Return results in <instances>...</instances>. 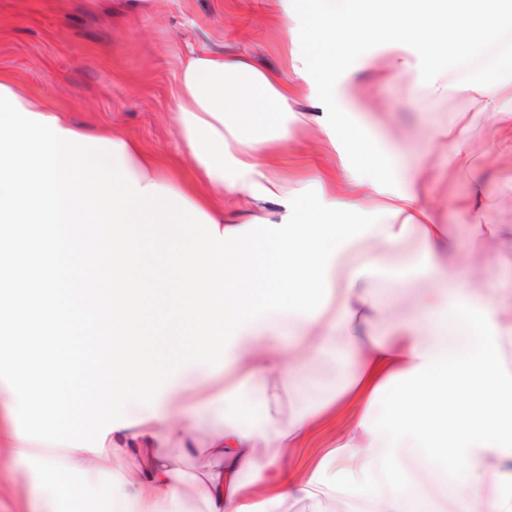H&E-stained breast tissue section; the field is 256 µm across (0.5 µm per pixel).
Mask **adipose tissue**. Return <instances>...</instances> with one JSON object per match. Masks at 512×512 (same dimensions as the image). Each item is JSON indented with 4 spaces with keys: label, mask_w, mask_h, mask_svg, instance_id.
Wrapping results in <instances>:
<instances>
[{
    "label": "adipose tissue",
    "mask_w": 512,
    "mask_h": 512,
    "mask_svg": "<svg viewBox=\"0 0 512 512\" xmlns=\"http://www.w3.org/2000/svg\"><path fill=\"white\" fill-rule=\"evenodd\" d=\"M291 42L303 30L325 47L316 61L295 53L290 68L256 67L246 56L209 53L190 57L176 76V122L192 159L183 170L137 141L113 134L126 172L139 187L156 184L185 198L216 223L230 227L225 200L253 202L257 216L281 223L284 206L254 199L252 184L280 197L307 185L286 170L292 135L286 119L307 88L312 120L337 140L354 137L363 156L389 158L390 147L371 130L354 102L346 62L360 41L377 42L387 74H416L435 99L448 92L480 103L488 117L512 127V76L482 80L471 63L489 45L499 54L493 68L512 69V0H315L305 15L299 0H274ZM325 202L387 208L365 236L346 244L330 263L327 305L315 317L270 313L239 332L222 373L193 365L162 391L155 409L125 405L129 425L108 434L99 452L73 447L40 448L20 439L11 415L15 396L0 381V435L9 454L35 470L39 512H57L60 472L93 483L109 477L108 491L94 512H186L178 491L180 472L165 452L168 443L187 440L202 418L216 423L191 491L201 512H286L294 499L314 506L346 493L358 495L363 512H435L426 494L404 491L405 458H415L453 505L452 512H512V367L503 343L512 337L504 311L512 292L497 271L473 292L440 261L446 225L421 202L424 183L397 175L383 177L374 167L344 165L338 176L317 175ZM415 269L428 287L415 314L397 328L395 341L349 338L356 366L345 383L332 388L326 409L348 403L353 418L345 435L299 480L277 483L256 500L244 483L247 474L280 468L289 449L315 430L319 413L290 417L265 413L244 424L241 413L270 403L278 387L300 388L311 380L310 364L335 353L336 336L360 311L379 314L374 275ZM272 448L260 458L261 447ZM132 456L129 469L111 462ZM388 469H381L382 461Z\"/></svg>",
    "instance_id": "1"
}]
</instances>
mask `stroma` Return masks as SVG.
I'll list each match as a JSON object with an SVG mask.
<instances>
[{
    "mask_svg": "<svg viewBox=\"0 0 512 512\" xmlns=\"http://www.w3.org/2000/svg\"><path fill=\"white\" fill-rule=\"evenodd\" d=\"M209 52L246 54L259 68L273 71L290 64L288 35L271 0H0V71L69 121L91 125L103 136L119 131L186 165L191 159L175 124V75L188 58ZM379 52L374 43L358 46L346 68L371 127L398 146L401 164L426 183V204L450 225L452 246L444 262L476 291L486 284V269L511 278L512 154L494 149L502 127L472 100L454 93L431 100L414 75L390 78L379 58L364 66L365 56ZM462 114L474 127L465 158L453 159L449 146L424 144L427 127L453 124ZM290 127L297 144L288 156L289 177L314 162L327 172L341 170L346 162L365 163L355 153H335L315 125L294 121ZM480 192L496 201L489 219L498 234L476 236L455 221L454 206L475 204ZM409 281L404 288L393 274L377 275L376 291L386 301L370 324L377 334L413 315L426 283L415 275ZM343 426L340 416L322 420L271 478L250 474L247 482L261 490L269 480L306 475ZM108 485L105 478L88 484L62 476L59 512H91ZM31 490L27 464L0 463V512H33Z\"/></svg>",
    "mask_w": 512,
    "mask_h": 512,
    "instance_id": "stroma-1",
    "label": "stroma"
}]
</instances>
